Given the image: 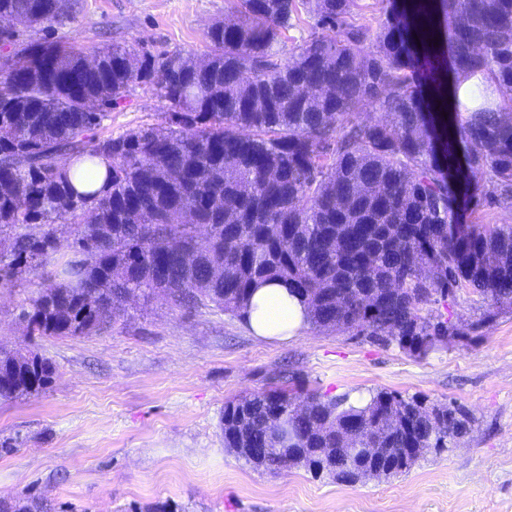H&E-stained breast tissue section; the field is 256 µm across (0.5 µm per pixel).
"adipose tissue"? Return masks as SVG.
Returning a JSON list of instances; mask_svg holds the SVG:
<instances>
[{
    "label": "adipose tissue",
    "instance_id": "ef3b65f1",
    "mask_svg": "<svg viewBox=\"0 0 512 512\" xmlns=\"http://www.w3.org/2000/svg\"><path fill=\"white\" fill-rule=\"evenodd\" d=\"M307 315L299 297L291 295L285 286L269 282L254 292L247 323L257 336L286 340L306 324Z\"/></svg>",
    "mask_w": 512,
    "mask_h": 512
}]
</instances>
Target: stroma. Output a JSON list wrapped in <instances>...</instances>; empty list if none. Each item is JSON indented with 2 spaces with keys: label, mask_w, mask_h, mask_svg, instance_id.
<instances>
[{
  "label": "stroma",
  "mask_w": 512,
  "mask_h": 512,
  "mask_svg": "<svg viewBox=\"0 0 512 512\" xmlns=\"http://www.w3.org/2000/svg\"><path fill=\"white\" fill-rule=\"evenodd\" d=\"M47 37L136 53L204 52L225 0H77ZM141 86L106 131L160 122ZM39 288L0 285V345L49 359L47 389L0 399V505L22 512H512V309L480 321L459 292L448 314L464 337L420 359L362 336L303 326L287 341L253 335L211 308L133 299L107 332L28 335L17 315ZM276 386L355 399L378 391L452 402L470 428L455 448L404 474L354 485L301 469L276 473L225 448L226 402Z\"/></svg>",
  "instance_id": "obj_1"
}]
</instances>
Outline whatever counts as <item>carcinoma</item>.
Segmentation results:
<instances>
[{
  "label": "carcinoma",
  "instance_id": "1",
  "mask_svg": "<svg viewBox=\"0 0 512 512\" xmlns=\"http://www.w3.org/2000/svg\"><path fill=\"white\" fill-rule=\"evenodd\" d=\"M377 28L360 0H231L193 51L153 56L23 37L0 61V282L39 280L19 320L32 336H89L129 296L245 317L256 289L288 284L308 322L417 358L465 335L439 306L460 291L512 308V225L486 224L481 200L512 206V0H423ZM69 0H0L21 33L69 17ZM322 32L278 45L294 22ZM480 97L463 99L467 81ZM139 85L164 121L99 130ZM101 101L85 112L83 100ZM377 112L388 119L374 117ZM453 114L448 124L446 113ZM108 162L100 190L82 165ZM71 251L60 253L61 238ZM53 366L0 347V399L45 389ZM275 387L224 405V447L256 469L302 468L356 483L383 449L390 477L441 454L469 429L456 404L379 391L366 404ZM288 423V449L272 437Z\"/></svg>",
  "mask_w": 512,
  "mask_h": 512
}]
</instances>
